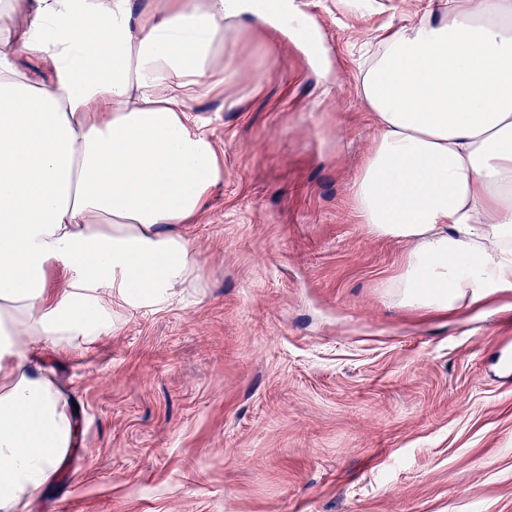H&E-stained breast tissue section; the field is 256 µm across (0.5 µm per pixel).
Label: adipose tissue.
<instances>
[{
  "label": "adipose tissue",
  "instance_id": "obj_1",
  "mask_svg": "<svg viewBox=\"0 0 512 512\" xmlns=\"http://www.w3.org/2000/svg\"><path fill=\"white\" fill-rule=\"evenodd\" d=\"M263 0H0V512L78 445L42 366L198 276L183 227L224 160L193 104L231 84ZM29 60L17 63L18 56ZM378 133L360 223L410 243L396 303L447 313L512 287V0H417L364 61Z\"/></svg>",
  "mask_w": 512,
  "mask_h": 512
}]
</instances>
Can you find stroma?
Returning <instances> with one entry per match:
<instances>
[{
  "label": "stroma",
  "mask_w": 512,
  "mask_h": 512,
  "mask_svg": "<svg viewBox=\"0 0 512 512\" xmlns=\"http://www.w3.org/2000/svg\"><path fill=\"white\" fill-rule=\"evenodd\" d=\"M331 65L252 24L194 110L224 181L186 227L199 278L47 350L79 445L29 512H512V288L445 317L386 289L404 244L367 234L353 176L376 133L363 49L407 0H296Z\"/></svg>",
  "instance_id": "1"
}]
</instances>
